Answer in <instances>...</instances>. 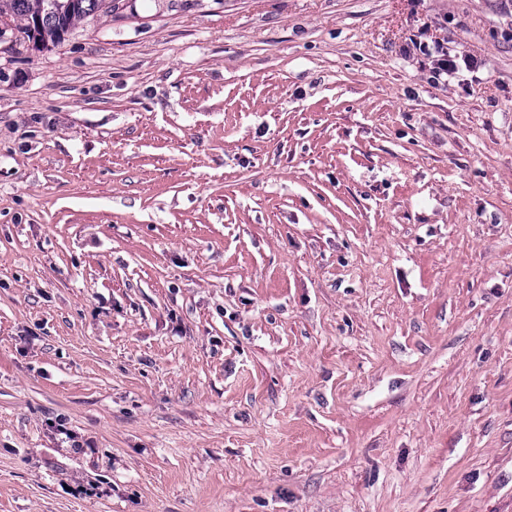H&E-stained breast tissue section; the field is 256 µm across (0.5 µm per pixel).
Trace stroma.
<instances>
[{
	"instance_id": "stroma-1",
	"label": "stroma",
	"mask_w": 512,
	"mask_h": 512,
	"mask_svg": "<svg viewBox=\"0 0 512 512\" xmlns=\"http://www.w3.org/2000/svg\"><path fill=\"white\" fill-rule=\"evenodd\" d=\"M0 512H512V0L1 38ZM415 49L430 62V70L433 78L440 80L443 77L456 74L460 69H474L480 66V62L468 54H452L448 47L439 41L430 43H416ZM446 79V80H447Z\"/></svg>"
}]
</instances>
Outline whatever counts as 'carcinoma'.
I'll list each match as a JSON object with an SVG mask.
<instances>
[{
	"label": "carcinoma",
	"mask_w": 512,
	"mask_h": 512,
	"mask_svg": "<svg viewBox=\"0 0 512 512\" xmlns=\"http://www.w3.org/2000/svg\"><path fill=\"white\" fill-rule=\"evenodd\" d=\"M106 0H0V37L6 34L8 22L16 38L41 44H60L74 21L103 8Z\"/></svg>",
	"instance_id": "1"
}]
</instances>
